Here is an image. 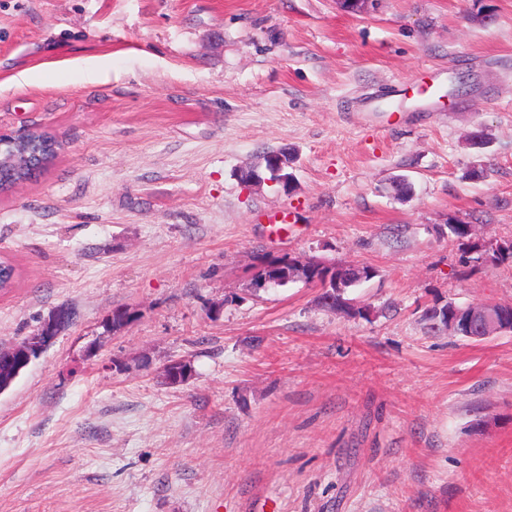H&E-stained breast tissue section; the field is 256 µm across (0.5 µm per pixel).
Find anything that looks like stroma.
I'll return each mask as SVG.
<instances>
[{
	"label": "stroma",
	"mask_w": 512,
	"mask_h": 512,
	"mask_svg": "<svg viewBox=\"0 0 512 512\" xmlns=\"http://www.w3.org/2000/svg\"><path fill=\"white\" fill-rule=\"evenodd\" d=\"M479 6L0 0V131L59 144L0 196V347L76 312L0 392V512H512V333L423 321L512 304V0ZM281 151L291 190L240 181ZM283 255L372 267L370 316L254 290Z\"/></svg>",
	"instance_id": "obj_1"
}]
</instances>
